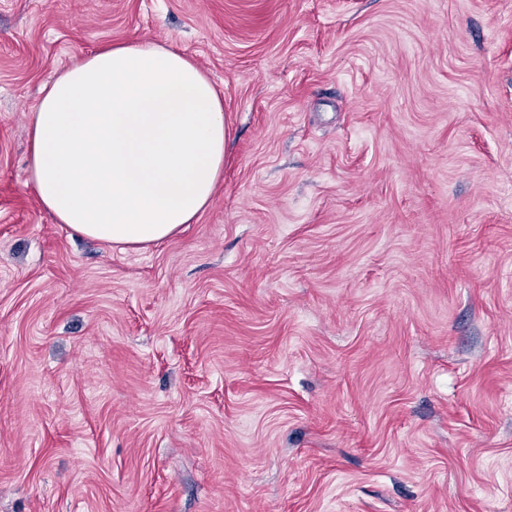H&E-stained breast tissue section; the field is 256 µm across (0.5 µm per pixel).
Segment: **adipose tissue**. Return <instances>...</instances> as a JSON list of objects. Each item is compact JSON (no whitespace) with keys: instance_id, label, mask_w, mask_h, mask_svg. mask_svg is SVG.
Listing matches in <instances>:
<instances>
[{"instance_id":"obj_1","label":"adipose tissue","mask_w":512,"mask_h":512,"mask_svg":"<svg viewBox=\"0 0 512 512\" xmlns=\"http://www.w3.org/2000/svg\"><path fill=\"white\" fill-rule=\"evenodd\" d=\"M29 181L59 223L143 249L195 222L224 171L223 100L159 43L101 48L66 68L29 118Z\"/></svg>"}]
</instances>
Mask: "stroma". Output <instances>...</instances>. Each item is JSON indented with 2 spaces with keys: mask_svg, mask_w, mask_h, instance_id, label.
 Here are the masks:
<instances>
[{
  "mask_svg": "<svg viewBox=\"0 0 512 512\" xmlns=\"http://www.w3.org/2000/svg\"><path fill=\"white\" fill-rule=\"evenodd\" d=\"M134 40L228 136L124 250L28 117ZM0 512H512V0H0Z\"/></svg>",
  "mask_w": 512,
  "mask_h": 512,
  "instance_id": "obj_1",
  "label": "stroma"
}]
</instances>
